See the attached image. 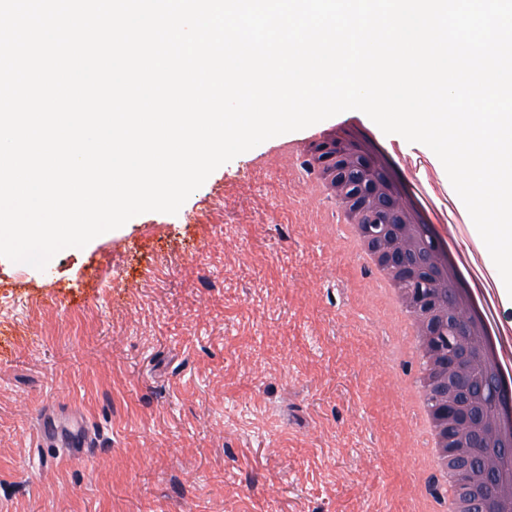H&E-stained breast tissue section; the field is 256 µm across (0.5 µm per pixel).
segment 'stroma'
I'll list each match as a JSON object with an SVG mask.
<instances>
[{"instance_id":"1","label":"stroma","mask_w":512,"mask_h":512,"mask_svg":"<svg viewBox=\"0 0 512 512\" xmlns=\"http://www.w3.org/2000/svg\"><path fill=\"white\" fill-rule=\"evenodd\" d=\"M342 112L216 169L177 214L146 212L45 270L0 258V512H416L430 497L407 366L376 279L295 174ZM478 231L430 149L389 134ZM59 298L40 297L45 274ZM79 412L109 445L73 461L38 410ZM56 464L42 466L44 454Z\"/></svg>"}]
</instances>
